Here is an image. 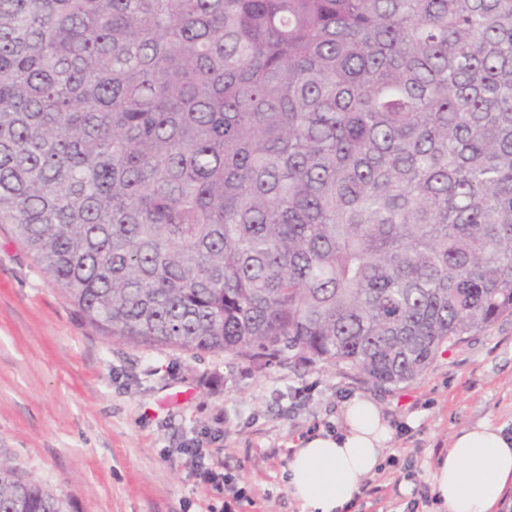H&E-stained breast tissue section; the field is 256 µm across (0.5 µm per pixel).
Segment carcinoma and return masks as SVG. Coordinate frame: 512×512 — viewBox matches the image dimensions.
<instances>
[{
	"label": "carcinoma",
	"mask_w": 512,
	"mask_h": 512,
	"mask_svg": "<svg viewBox=\"0 0 512 512\" xmlns=\"http://www.w3.org/2000/svg\"><path fill=\"white\" fill-rule=\"evenodd\" d=\"M0 224L103 336L409 383L512 315V0H0Z\"/></svg>",
	"instance_id": "carcinoma-1"
}]
</instances>
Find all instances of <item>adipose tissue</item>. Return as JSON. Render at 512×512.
<instances>
[{
    "mask_svg": "<svg viewBox=\"0 0 512 512\" xmlns=\"http://www.w3.org/2000/svg\"><path fill=\"white\" fill-rule=\"evenodd\" d=\"M337 434L301 441L288 463V491L301 512H349L360 486L379 467L388 430L377 405L353 399ZM446 512H498L512 494V431L484 420L457 431L433 475Z\"/></svg>",
    "mask_w": 512,
    "mask_h": 512,
    "instance_id": "obj_1",
    "label": "adipose tissue"
}]
</instances>
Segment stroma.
<instances>
[{
  "instance_id": "obj_1",
  "label": "stroma",
  "mask_w": 512,
  "mask_h": 512,
  "mask_svg": "<svg viewBox=\"0 0 512 512\" xmlns=\"http://www.w3.org/2000/svg\"><path fill=\"white\" fill-rule=\"evenodd\" d=\"M374 401L390 439L355 512H442L439 449L483 420L512 430V316L443 352L416 380L379 387L294 361L259 370L220 353L147 349L88 327L0 224V460L71 512H299L290 445ZM230 477L197 481L193 449Z\"/></svg>"
}]
</instances>
